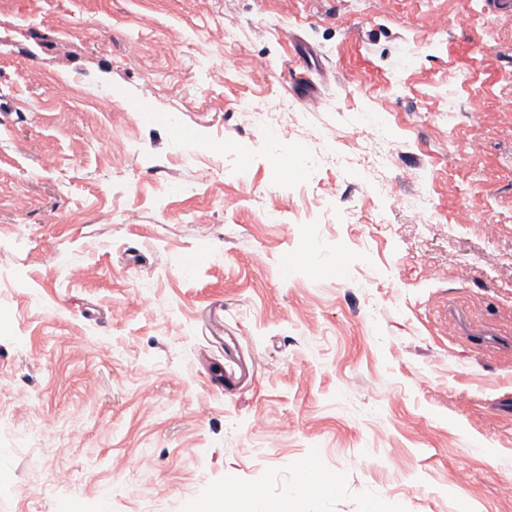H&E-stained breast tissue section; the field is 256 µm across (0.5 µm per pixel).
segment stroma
I'll use <instances>...</instances> for the list:
<instances>
[{"instance_id":"obj_1","label":"stroma","mask_w":512,"mask_h":512,"mask_svg":"<svg viewBox=\"0 0 512 512\" xmlns=\"http://www.w3.org/2000/svg\"><path fill=\"white\" fill-rule=\"evenodd\" d=\"M507 96L494 0H0V512H512ZM254 124L260 127L276 128L281 126L280 117L282 112H288V104L281 103L278 107L268 105L250 106ZM378 192L385 196L394 205L406 208L413 213L418 214L419 217L427 215L431 211V203L427 197L420 196L414 201V203L408 204V201L394 196L392 189L387 182L383 181L378 184ZM335 490L334 481L329 478H321L317 479L315 477L306 478L303 489L300 491H292L283 498V500H279L277 502L272 503L271 505L266 503L265 500L257 493L247 492V491H239L235 493L232 497H224L220 499L218 503L213 507L217 512L226 511V512H255L256 507L258 505L265 504L264 512H288V501L297 500L302 496H318L333 492ZM248 504L249 508L254 504L256 507L249 511L246 508ZM222 509V510H220Z\"/></svg>"}]
</instances>
